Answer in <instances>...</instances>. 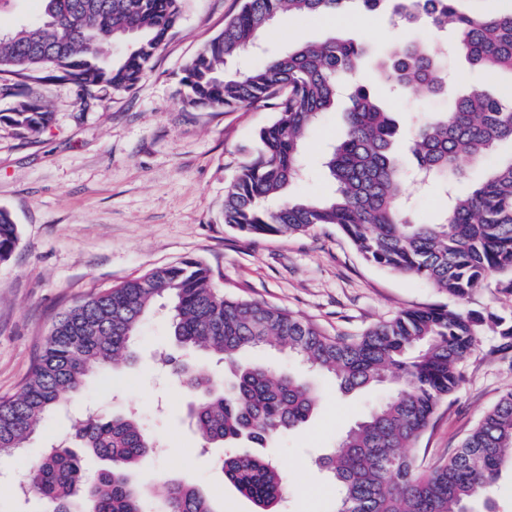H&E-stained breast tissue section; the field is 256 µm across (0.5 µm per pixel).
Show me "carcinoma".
<instances>
[{"label":"carcinoma","instance_id":"obj_1","mask_svg":"<svg viewBox=\"0 0 512 512\" xmlns=\"http://www.w3.org/2000/svg\"><path fill=\"white\" fill-rule=\"evenodd\" d=\"M38 2L39 20L0 39V95L15 98L0 120L29 139L46 132L53 115L30 85L11 77L71 84L85 103L105 88L130 91L178 23L181 0ZM387 2L402 26L451 33L457 51L484 76L483 85L458 92L443 75L434 40L392 46L382 67L395 87L419 98L453 96L452 111L414 126L408 168L394 153L392 113L351 81L365 55L363 44L334 38L245 69L228 68L258 45L280 13L318 17L355 7L374 11ZM116 41L130 46L117 58ZM502 71L512 73V10L466 13L457 0H242L222 32L186 63L182 102L229 111L261 103L275 113L225 190L224 224L230 229L292 236L334 224L372 265L423 279L460 299L494 276L501 293L512 296V153L502 152L512 148V82L490 89ZM341 100L347 101L344 134L323 162L331 192L320 199L287 194L304 177L307 134ZM490 159L481 184L466 195L452 191L462 163ZM412 172L446 198L432 222L408 217L403 207ZM18 242L12 213L0 208V262L10 259ZM160 298L168 301L174 343L229 365L233 374L226 385L194 363L163 355L194 394L190 414L205 443L262 442L311 419L318 396L307 383L247 358L273 345L333 376L343 393L393 384L315 462L336 485V512H468L479 499L495 512L487 491L503 469H512V391L447 459L423 470L413 449L458 386L460 364L482 330L512 338V315L413 308L356 338H335L283 307L225 295L211 270L195 260L156 267L88 296L60 317L21 389L0 398V456L24 447L46 413L67 403L93 369L133 363L135 335ZM72 438L105 468L88 477L82 455L67 439L43 449L25 481L46 512H143L149 492L133 482L132 471L159 446L138 415L88 413L74 422ZM222 471L257 512H278L287 497L285 478L268 457L239 449L224 455ZM160 508L214 512L211 498L183 481L167 484Z\"/></svg>","mask_w":512,"mask_h":512}]
</instances>
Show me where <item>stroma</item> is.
<instances>
[{
    "instance_id": "stroma-1",
    "label": "stroma",
    "mask_w": 512,
    "mask_h": 512,
    "mask_svg": "<svg viewBox=\"0 0 512 512\" xmlns=\"http://www.w3.org/2000/svg\"><path fill=\"white\" fill-rule=\"evenodd\" d=\"M241 0H182L177 26L131 91L101 92L85 105L68 84H50L43 99L51 127L36 140L0 122V207L19 226L17 249L0 263V398L17 393L57 320L90 294L139 277L152 268L192 259L213 272L214 284L246 300L287 308L332 337L360 335L398 312L444 306L460 312L499 313L512 307L494 282L469 297L447 296L427 282L366 263L335 225L303 235L246 236L223 221L224 192L273 117L270 108L185 110L180 79L194 57L236 14ZM354 38L382 52L396 40L384 12L311 19L281 14L268 32L269 55L330 36ZM399 124L400 139L436 112L444 97L390 93L375 65L361 72ZM343 131L341 113L324 114L307 137L309 176L293 192L320 197L331 189L322 155ZM170 345L164 313L147 317L137 336L133 365L93 370L85 388L46 415L25 448L0 458V512H45L43 501L21 495L42 448L64 438L75 416L136 412L162 451L135 479L161 492L168 480L196 484L214 497L215 512H254L225 484V450L203 447L188 416L190 395L163 370L159 355ZM256 359L303 376L320 402L305 426L271 438L288 483L286 512H334V485L312 464L387 393L376 387L344 394L333 381L266 346ZM459 388L439 406L417 443L422 467L459 448L483 414L512 390V344L488 331L461 366Z\"/></svg>"
}]
</instances>
